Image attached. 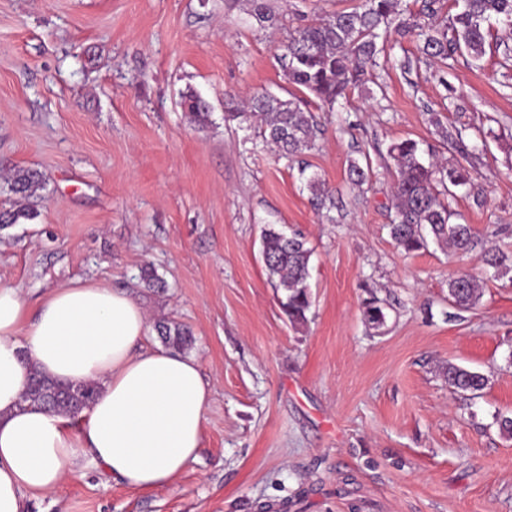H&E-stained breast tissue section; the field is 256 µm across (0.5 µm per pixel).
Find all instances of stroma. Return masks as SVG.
I'll use <instances>...</instances> for the list:
<instances>
[{
  "mask_svg": "<svg viewBox=\"0 0 512 512\" xmlns=\"http://www.w3.org/2000/svg\"><path fill=\"white\" fill-rule=\"evenodd\" d=\"M358 0H0V209H14L12 167L38 170L37 216L0 229V285L30 311L74 280L131 290L148 314L193 334L211 390L196 461L175 482L136 491L88 467L27 512H512V284L473 256L435 244L403 252L391 238L396 169L410 138L470 185L453 209L487 246L512 252V29H492L481 64L429 63L416 38L387 44L373 76L335 106L298 94L280 63L313 19ZM211 106L192 123L181 95ZM300 98L321 132L301 160L281 157L256 121H228V102L255 92ZM462 129L476 158L444 144ZM370 158L353 192L351 161ZM336 193L320 218L300 180ZM277 224L311 250L312 306L291 326L261 255ZM162 280L148 288L142 267ZM480 280L477 306L448 300V279ZM377 297L376 328L364 303ZM488 376L479 398L444 373Z\"/></svg>",
  "mask_w": 512,
  "mask_h": 512,
  "instance_id": "stroma-1",
  "label": "stroma"
}]
</instances>
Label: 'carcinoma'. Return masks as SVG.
<instances>
[{
  "label": "carcinoma",
  "instance_id": "obj_1",
  "mask_svg": "<svg viewBox=\"0 0 512 512\" xmlns=\"http://www.w3.org/2000/svg\"><path fill=\"white\" fill-rule=\"evenodd\" d=\"M401 3L402 0H363L361 8L317 19L300 28L281 57L288 82L332 105L369 81L367 67L376 65L381 42L413 36L429 58L444 62L459 54L479 62L486 55L491 21L512 28V0H454L458 12L443 28L425 26L411 15L404 16ZM182 105L192 122L199 126L208 123L210 108L202 97L186 92L182 94ZM248 108L250 114L260 118L262 138L285 157H298L312 149L320 125L315 115L295 100L257 92L251 96ZM388 152L397 169L395 218L389 227L396 244L411 253L426 248L432 239L448 245L455 254L477 255L484 265L494 269L495 277L512 282V253L486 249L471 225L457 221V213L451 207L454 189L469 183L467 168L462 164L447 167L425 162V150L413 139L392 143ZM370 174L368 162L354 160L349 165V181L354 188L362 187ZM41 182L34 171L13 169L12 190L25 201L36 194ZM438 183L446 187L448 197H440ZM306 186L315 210L335 206L332 191L318 175L307 177ZM35 216L36 212L26 204L1 211L0 229ZM261 251L270 279L284 293L282 308L288 320L294 325L306 323L312 305L308 282L311 251L306 241L299 233L289 234L269 224L262 231ZM480 297L481 285L472 275L462 273L448 280V300L457 309L473 308ZM364 315L376 328L386 320L375 299L366 302ZM158 332L176 350H185L192 344L190 332L179 324L160 325ZM446 376L453 392L466 399L478 397L489 382L483 373L456 364L448 365ZM97 394L93 383H63L35 372L22 402L41 405L74 420Z\"/></svg>",
  "mask_w": 512,
  "mask_h": 512
}]
</instances>
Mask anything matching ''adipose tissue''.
Returning a JSON list of instances; mask_svg holds the SVG:
<instances>
[{"label":"adipose tissue","mask_w":512,"mask_h":512,"mask_svg":"<svg viewBox=\"0 0 512 512\" xmlns=\"http://www.w3.org/2000/svg\"><path fill=\"white\" fill-rule=\"evenodd\" d=\"M0 286V512H25L88 466L130 489L171 485L198 456L210 388L196 358L147 347V314L123 288L74 281L34 318ZM98 386L79 426L23 403L33 373Z\"/></svg>","instance_id":"obj_1"}]
</instances>
